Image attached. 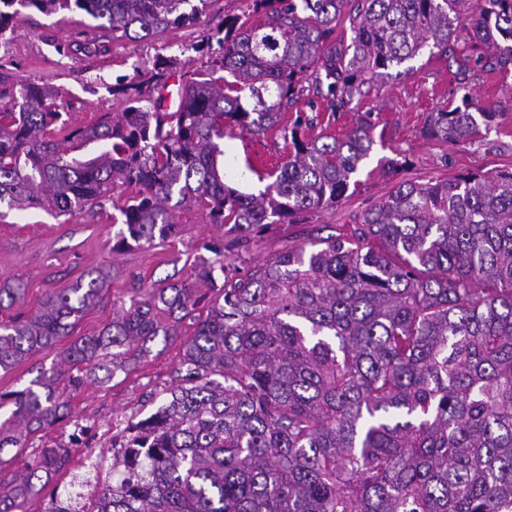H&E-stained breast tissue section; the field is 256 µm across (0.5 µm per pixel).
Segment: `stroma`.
Returning <instances> with one entry per match:
<instances>
[{
  "mask_svg": "<svg viewBox=\"0 0 512 512\" xmlns=\"http://www.w3.org/2000/svg\"><path fill=\"white\" fill-rule=\"evenodd\" d=\"M244 0H211L205 14L190 27L173 29L141 41L113 40L107 52L92 55L59 54L60 46L97 37L92 20L80 12L46 15L24 10L7 43L0 45V73L23 77L64 90L62 106L72 124L88 125L115 112L109 92L112 84L152 67L156 57L173 59L177 74L209 68L208 57L190 51V44L208 37L225 16L241 14ZM461 26L456 53L440 56L423 52L409 61L408 73L376 77L367 96L354 98L350 111L323 121L316 134L344 135L359 120L372 124L374 146L358 171V184L334 207L301 217L295 224H276L258 244L241 251L239 269L267 259L292 243L335 233L337 225L351 224L380 204L395 182L424 183L475 171L512 169V70L490 64V52ZM484 105L500 112L498 125L471 142L457 144L424 138L429 112L459 104L461 88ZM284 141L276 132L224 139V154L231 157L235 174L225 175L229 186L246 193L264 190L257 171L282 161ZM387 159L400 161L396 175L383 173ZM112 207L97 215L81 213L57 217L41 208L4 210L0 213V283L23 282L26 296L19 310L33 314L49 292L77 281H89L98 270L110 272L103 301L85 312L71 338L60 347L35 352L9 371L0 370V393L24 389L39 369L59 365L61 347L90 335L112 319V301L133 288H158L190 276L197 260L205 257L206 243L223 236L210 224L206 211L179 212L178 237L152 247L114 250L119 225L112 222ZM193 332L183 323L173 339L156 340L150 352L129 372L110 382L86 383L72 401V420L30 435L24 448H8L11 471H20L30 449L53 442L70 444L67 469L53 475L55 485H69L83 476L84 464L94 461L103 479L118 484L122 471L112 467L111 439L128 422L145 418L160 406L174 383L183 356V344Z\"/></svg>",
  "mask_w": 512,
  "mask_h": 512,
  "instance_id": "stroma-1",
  "label": "stroma"
}]
</instances>
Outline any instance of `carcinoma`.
Here are the masks:
<instances>
[{
	"instance_id": "obj_1",
	"label": "carcinoma",
	"mask_w": 512,
	"mask_h": 512,
	"mask_svg": "<svg viewBox=\"0 0 512 512\" xmlns=\"http://www.w3.org/2000/svg\"><path fill=\"white\" fill-rule=\"evenodd\" d=\"M247 2L192 46L212 65L180 85L173 111L154 96L171 60L113 85L123 109L86 126L66 123L58 90L0 74V205L60 217L110 200L126 226L117 248L176 237L184 207L224 228L191 281L133 289L109 323L60 352L64 367L0 394V409L12 405L0 454L66 420L86 380H111L189 317L179 383L129 423L116 460L127 473L93 512H512V171L397 182L336 234L243 274L235 265L271 225L336 205L369 156L365 120L341 138L306 137L319 111H348L373 78L426 49L453 51L466 0H357L347 44L334 33L348 0ZM208 3L0 0V42L24 9L78 10L114 39L139 40L195 24ZM472 13V38L511 69L512 0H474ZM304 99L313 114L294 110ZM498 116L466 92L429 113L423 134L467 142ZM237 130H276L292 145L257 194L224 182L220 143ZM91 144L98 154L79 153ZM109 278L101 270L1 321L0 369L71 335ZM201 287L223 298L203 317ZM24 295L1 285L0 312ZM70 458L57 442L35 450L0 478V512L39 495ZM71 500L55 487L44 512H69Z\"/></svg>"
}]
</instances>
